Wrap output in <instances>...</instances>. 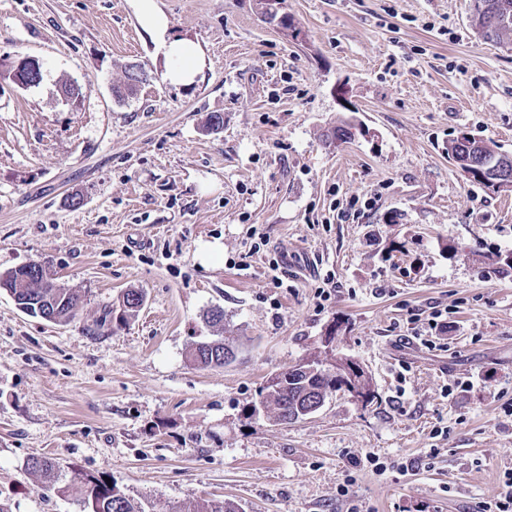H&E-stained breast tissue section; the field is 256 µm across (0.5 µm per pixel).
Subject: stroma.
I'll list each match as a JSON object with an SVG mask.
<instances>
[{"label":"stroma","mask_w":512,"mask_h":512,"mask_svg":"<svg viewBox=\"0 0 512 512\" xmlns=\"http://www.w3.org/2000/svg\"><path fill=\"white\" fill-rule=\"evenodd\" d=\"M155 3L206 58L192 84L170 80L138 0H0V274L35 260L80 297L54 324L0 290V501L83 512L29 472L47 457L182 512H482L512 469V191L444 145L465 131L512 155V45L477 33L471 0H286L300 43L259 0ZM26 56L38 87L8 77ZM133 63L146 79L117 99ZM347 119L360 132L328 145ZM130 290L142 307L101 322ZM217 307L248 342L204 368L187 350ZM435 308L448 331L427 345ZM333 329L375 400L247 416Z\"/></svg>","instance_id":"stroma-1"}]
</instances>
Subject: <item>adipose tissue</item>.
I'll return each mask as SVG.
<instances>
[{
    "label": "adipose tissue",
    "mask_w": 512,
    "mask_h": 512,
    "mask_svg": "<svg viewBox=\"0 0 512 512\" xmlns=\"http://www.w3.org/2000/svg\"><path fill=\"white\" fill-rule=\"evenodd\" d=\"M140 10L145 26L157 39L164 42L165 58L170 63V79L183 84L193 82L206 66L204 55L191 41H166L168 21L164 14L157 10L153 0H140Z\"/></svg>",
    "instance_id": "adipose-tissue-1"
}]
</instances>
